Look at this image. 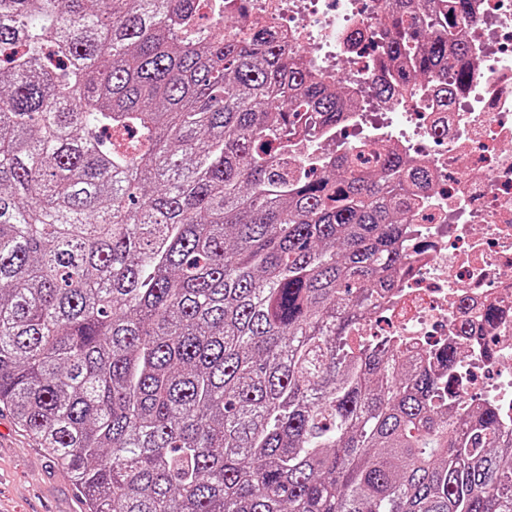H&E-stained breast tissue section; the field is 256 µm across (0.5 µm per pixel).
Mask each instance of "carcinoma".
Masks as SVG:
<instances>
[{
	"instance_id": "obj_1",
	"label": "carcinoma",
	"mask_w": 512,
	"mask_h": 512,
	"mask_svg": "<svg viewBox=\"0 0 512 512\" xmlns=\"http://www.w3.org/2000/svg\"><path fill=\"white\" fill-rule=\"evenodd\" d=\"M194 0H0V408L87 512H512L451 349L347 345L418 173L288 163L354 103ZM469 0H392L385 97L472 77Z\"/></svg>"
}]
</instances>
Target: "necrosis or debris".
<instances>
[{
	"label": "necrosis or debris",
	"instance_id": "necrosis-or-debris-1",
	"mask_svg": "<svg viewBox=\"0 0 512 512\" xmlns=\"http://www.w3.org/2000/svg\"><path fill=\"white\" fill-rule=\"evenodd\" d=\"M388 0H196L198 17L236 14L244 35L260 22L324 80L342 81L358 109L294 156L312 167L331 154H398L427 173L404 226L409 270L357 327L402 350L454 348L455 393L495 405L512 436V0H472L464 31L474 78L451 103L431 81L383 100L373 92ZM497 318L486 324L483 312Z\"/></svg>",
	"mask_w": 512,
	"mask_h": 512
}]
</instances>
